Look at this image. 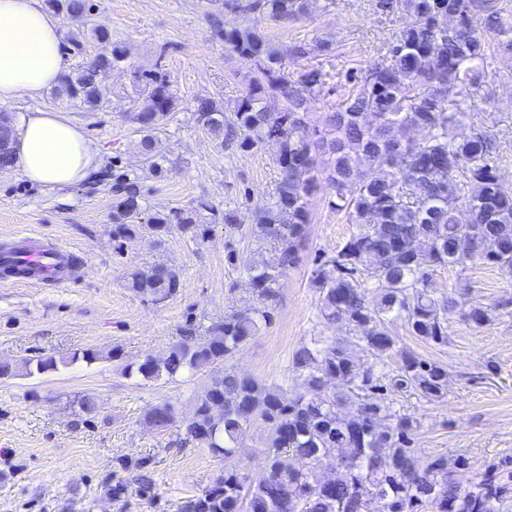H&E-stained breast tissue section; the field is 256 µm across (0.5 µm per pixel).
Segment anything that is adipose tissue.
I'll use <instances>...</instances> for the list:
<instances>
[{
	"label": "adipose tissue",
	"mask_w": 512,
	"mask_h": 512,
	"mask_svg": "<svg viewBox=\"0 0 512 512\" xmlns=\"http://www.w3.org/2000/svg\"><path fill=\"white\" fill-rule=\"evenodd\" d=\"M57 19L41 0H0V106L51 88L64 72ZM99 167V150L62 113L38 110L15 123L13 168L48 190L77 184Z\"/></svg>",
	"instance_id": "ef3b65f1"
}]
</instances>
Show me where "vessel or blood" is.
<instances>
[{
	"instance_id": "obj_1",
	"label": "vessel or blood",
	"mask_w": 512,
	"mask_h": 512,
	"mask_svg": "<svg viewBox=\"0 0 512 512\" xmlns=\"http://www.w3.org/2000/svg\"><path fill=\"white\" fill-rule=\"evenodd\" d=\"M0 263L17 267L20 278L40 286H56L70 279L73 252L51 241L23 239L0 251Z\"/></svg>"
}]
</instances>
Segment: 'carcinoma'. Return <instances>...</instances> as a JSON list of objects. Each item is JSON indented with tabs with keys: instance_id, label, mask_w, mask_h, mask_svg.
Returning a JSON list of instances; mask_svg holds the SVG:
<instances>
[{
	"instance_id": "1",
	"label": "carcinoma",
	"mask_w": 512,
	"mask_h": 512,
	"mask_svg": "<svg viewBox=\"0 0 512 512\" xmlns=\"http://www.w3.org/2000/svg\"><path fill=\"white\" fill-rule=\"evenodd\" d=\"M46 2L66 18L87 10L86 0ZM224 6L283 23L308 16V0H226ZM377 6L387 14L400 10L405 22L369 69H350L336 83L321 65L308 63L335 55L327 40H298L277 54L255 31L214 23L255 76L228 115L215 99H198L197 122L219 144L240 151L279 144L273 202L256 209L253 229L274 256L251 266L249 289L263 305L276 297L280 278L299 261L310 201L324 181L329 208L355 230L313 271L318 316L327 327L345 324L354 336L303 344L293 366L306 391L291 398L230 369L210 380L181 422L184 442H200L228 459L248 427L264 424L270 432L265 476L254 482L226 469L180 512H370L374 501L378 512H512V468L490 463L463 484L455 470L467 460L458 456L450 463L445 454L411 448L418 422L386 402L388 390L423 403L446 397L447 366L404 352L394 373L379 368L396 349L392 325L399 317L417 338L448 342V312L462 303L451 294H431L434 272L483 261L512 273V184L497 173L496 144L479 129L448 138V128L465 121L495 49L512 48V18L497 0H377ZM90 36L100 51L63 75L55 94L93 109L106 99L101 75L118 68L125 50L103 25L93 26ZM287 60L303 65L287 73ZM134 80L132 120L143 133L142 151L151 153L152 132L167 120L176 97L162 75L137 73ZM331 93L339 100L324 127L308 130L310 101ZM13 136L12 113L0 109V170L12 162ZM135 186L124 184L126 192L112 206L116 233L165 232L171 224L185 232L198 228L205 203L146 216ZM129 286L163 299L176 293L179 276L156 266L130 273ZM269 321L260 308L224 315L206 336L190 326L166 356L146 357L137 373L148 380L193 376L231 360ZM357 349L376 362L358 363ZM56 367L51 357L0 362V377ZM332 455L334 472L318 476L317 462Z\"/></svg>"
}]
</instances>
